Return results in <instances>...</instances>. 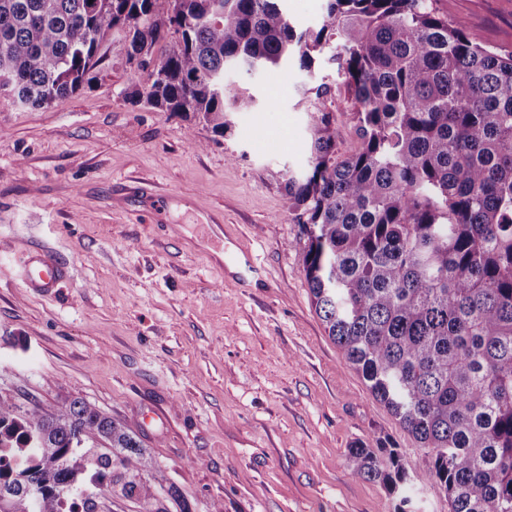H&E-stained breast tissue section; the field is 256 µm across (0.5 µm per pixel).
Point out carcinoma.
<instances>
[{
  "label": "carcinoma",
  "mask_w": 512,
  "mask_h": 512,
  "mask_svg": "<svg viewBox=\"0 0 512 512\" xmlns=\"http://www.w3.org/2000/svg\"><path fill=\"white\" fill-rule=\"evenodd\" d=\"M0 0V97L38 109L93 80L103 43L154 66L133 93L224 136V74L308 70L330 38L358 147L308 116L310 164L284 190L303 217V272L328 336L422 447L451 512H512V52L430 0H326L296 31L283 0ZM147 449L75 398L56 413L0 402V498L15 512H97L95 493L168 512ZM354 474L412 503L392 444L348 449Z\"/></svg>",
  "instance_id": "obj_1"
}]
</instances>
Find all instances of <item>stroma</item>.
I'll list each match as a JSON object with an SVG mask.
<instances>
[{
    "instance_id": "stroma-1",
    "label": "stroma",
    "mask_w": 512,
    "mask_h": 512,
    "mask_svg": "<svg viewBox=\"0 0 512 512\" xmlns=\"http://www.w3.org/2000/svg\"><path fill=\"white\" fill-rule=\"evenodd\" d=\"M433 7L512 50V0ZM102 54L92 85L51 106L0 98V400L92 404L142 437L157 492L176 487L194 512H394L347 460L379 440L410 464L417 512H449L424 449L327 336L303 273L283 186L308 163L309 113L333 114L340 153L358 145L335 65L225 73L220 137L129 99L152 71L127 63L120 36ZM241 92L249 111L232 109ZM144 185L175 203L123 202ZM39 250L67 266L50 296L21 277Z\"/></svg>"
}]
</instances>
